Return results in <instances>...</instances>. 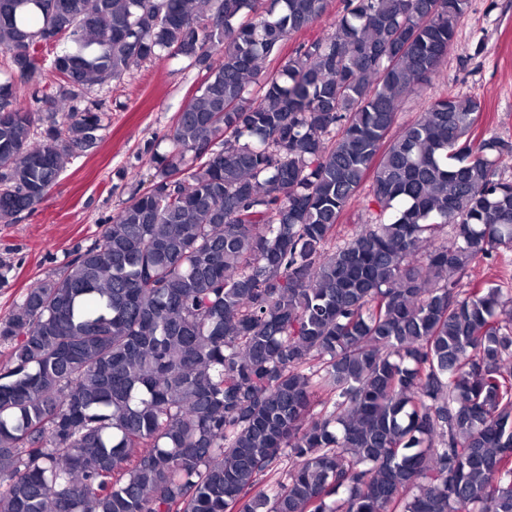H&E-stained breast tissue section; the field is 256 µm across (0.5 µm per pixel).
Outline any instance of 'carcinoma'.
Masks as SVG:
<instances>
[{
    "instance_id": "carcinoma-1",
    "label": "carcinoma",
    "mask_w": 512,
    "mask_h": 512,
    "mask_svg": "<svg viewBox=\"0 0 512 512\" xmlns=\"http://www.w3.org/2000/svg\"><path fill=\"white\" fill-rule=\"evenodd\" d=\"M325 2L0 0V224L97 146L92 86L205 72L151 189L0 322V512H512V270L461 284L512 250V142L448 94L389 137L470 0H343L266 70ZM341 1L342 0H327V7L323 16L314 22L307 30L296 33L288 39L284 45L280 60L287 58L299 43L328 33L331 30L330 26L334 18L342 10L343 4ZM280 60L272 62L269 65V69L277 68L280 64ZM370 180L368 179L363 186L362 190L350 201L341 219V225L337 228L338 236L336 244L343 238L357 228L359 224H363L369 217V212L366 209L367 200L369 197Z\"/></svg>"
}]
</instances>
